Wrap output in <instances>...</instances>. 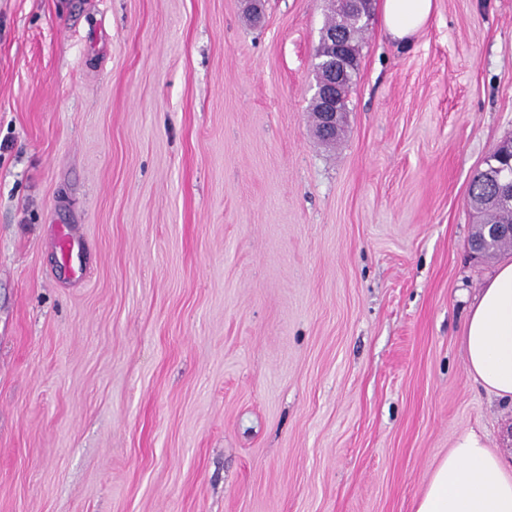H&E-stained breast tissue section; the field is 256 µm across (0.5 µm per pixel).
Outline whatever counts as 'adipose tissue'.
<instances>
[{"label": "adipose tissue", "mask_w": 512, "mask_h": 512, "mask_svg": "<svg viewBox=\"0 0 512 512\" xmlns=\"http://www.w3.org/2000/svg\"><path fill=\"white\" fill-rule=\"evenodd\" d=\"M435 0H380L386 37L410 45ZM463 344L468 371L496 396L512 399V262L502 263L470 307ZM414 512H512V464L473 430L460 433L434 466Z\"/></svg>", "instance_id": "obj_1"}]
</instances>
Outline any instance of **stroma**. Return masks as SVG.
Here are the masks:
<instances>
[{"instance_id":"35a3bbf8","label":"stroma","mask_w":512,"mask_h":512,"mask_svg":"<svg viewBox=\"0 0 512 512\" xmlns=\"http://www.w3.org/2000/svg\"><path fill=\"white\" fill-rule=\"evenodd\" d=\"M326 19L0 0V512H413L462 431L512 450L462 341L512 0L372 20L332 149ZM435 0H380L379 11L386 37L399 46H408L428 24Z\"/></svg>"}]
</instances>
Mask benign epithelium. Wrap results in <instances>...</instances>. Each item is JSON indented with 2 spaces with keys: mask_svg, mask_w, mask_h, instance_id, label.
<instances>
[{
  "mask_svg": "<svg viewBox=\"0 0 512 512\" xmlns=\"http://www.w3.org/2000/svg\"><path fill=\"white\" fill-rule=\"evenodd\" d=\"M333 10L355 14L366 21L375 12L376 0H327ZM349 33L340 28L336 31L323 30L321 33L316 59L323 64L321 76L314 84V96L319 99L321 106L317 113L318 125L322 133L333 135L338 128L341 112V102L336 92V69L347 65L349 49ZM492 187L499 203L512 205V163L497 167Z\"/></svg>",
  "mask_w": 512,
  "mask_h": 512,
  "instance_id": "1",
  "label": "benign epithelium"
}]
</instances>
